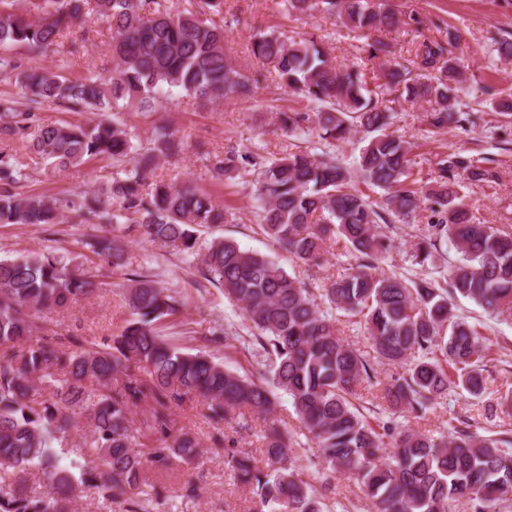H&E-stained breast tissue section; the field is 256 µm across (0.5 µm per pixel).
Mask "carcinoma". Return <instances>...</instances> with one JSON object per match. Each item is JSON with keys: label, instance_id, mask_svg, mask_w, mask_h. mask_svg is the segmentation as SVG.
<instances>
[{"label": "carcinoma", "instance_id": "carcinoma-1", "mask_svg": "<svg viewBox=\"0 0 512 512\" xmlns=\"http://www.w3.org/2000/svg\"><path fill=\"white\" fill-rule=\"evenodd\" d=\"M0 0V48L21 45L33 61L0 54V75L16 77L21 93L0 97V142L26 140L36 158L60 169L108 160L122 174L98 195L82 197L79 209L109 222L124 220L137 232L180 254L195 256L196 233L228 223L229 208L191 184L148 182V172L183 151L168 128H155L151 146H138L117 117L94 123L60 121L31 133L45 104L69 112H109L139 103L155 109L182 93L207 103L248 97L258 79L237 68L224 53V33L234 19L224 0H185L171 13L158 0H37V18ZM285 15L321 11L335 14L355 30L398 28L407 20L376 11L369 0H285ZM93 13L112 34V68L70 79L40 65L41 57L78 20ZM451 42L424 41L410 64H387L382 83L371 90L362 70L341 67L315 33L288 43L275 31L251 42V55L272 65L270 85L316 106L318 138L332 146L355 129L365 133L357 172L363 183L387 191L372 202L352 186V172L331 151L285 149L272 157L234 147L215 157L213 169L234 185H253L260 203V228L282 250L317 266L326 242L343 239L358 254L350 271L314 295L274 260L215 238L200 258L205 280L222 289L259 331L255 337L268 371L255 374L224 367L209 355L183 352L164 334L165 323L181 313L178 292L163 288L148 266L127 273L125 303L130 317L122 330L100 339L64 336L46 313L101 290L104 265L124 267L117 237L82 241L85 266L73 268L50 252L0 259V470L16 478L0 484V512H74L73 491L82 484L125 512H158L169 497L142 489L144 472L172 460L200 464L197 437L174 428L172 409L196 400L211 418L235 416L265 423L262 438L269 470L249 453L224 444V466L257 497V512H323V495L295 465L300 443L272 415L274 390L285 392L303 429L317 448L321 487L332 489L340 473L355 479L375 512H449L470 502L477 512H496L512 494V441L465 429L432 436L398 428L392 416L426 409L459 388L478 398L486 391L484 347L473 326L454 314L461 296L483 309L512 317V234L475 222L462 203L465 186L488 182L492 174L460 152L436 162L433 178L415 179L408 142L390 130L394 104L425 100L428 125L441 131L463 125L460 64ZM384 89L390 98L380 97ZM279 128L294 133L310 121L305 112L278 113ZM31 177L27 165L0 151V224L61 223L58 200L23 196L15 189ZM431 215L416 244L419 264L448 243L460 255L448 267L447 287L427 278L402 280L376 273L374 261L387 248L377 232L388 216ZM364 314L372 358L338 336L332 311ZM457 366L453 378L435 358ZM402 372L381 384L391 419L374 425L357 408L359 387L372 383V363ZM145 370L146 376L137 374ZM52 389L48 399L41 391ZM144 408L140 423L133 409ZM85 419L89 434L74 448L80 476L60 464L53 444ZM42 470L49 491L29 495L23 474Z\"/></svg>", "mask_w": 512, "mask_h": 512}]
</instances>
